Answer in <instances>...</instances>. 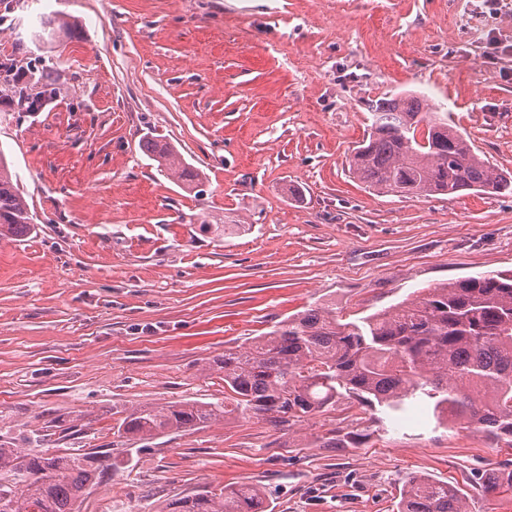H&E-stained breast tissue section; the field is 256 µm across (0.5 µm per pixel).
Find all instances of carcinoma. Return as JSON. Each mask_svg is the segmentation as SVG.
Here are the masks:
<instances>
[{"instance_id":"1","label":"carcinoma","mask_w":512,"mask_h":512,"mask_svg":"<svg viewBox=\"0 0 512 512\" xmlns=\"http://www.w3.org/2000/svg\"><path fill=\"white\" fill-rule=\"evenodd\" d=\"M372 125L348 160L366 188L400 197L512 192V173L497 171L449 123L414 93L370 105ZM146 154L178 179L197 169L169 142L148 138ZM33 216L0 151V236L22 234ZM224 404L182 400L121 412L112 427L129 441L207 427L238 411L292 425L336 407L378 405L394 422L407 402L420 403L436 423L474 428L512 446V275L481 274L438 285L354 322L316 307L284 319L246 347L227 348ZM366 434L331 431L325 448H352ZM46 438L0 439V512H80L84 490L114 467L108 448L64 455L40 448ZM490 492L512 491V469L488 477ZM252 484L207 488L170 500L157 512H266ZM398 512H466L446 483L409 479Z\"/></svg>"}]
</instances>
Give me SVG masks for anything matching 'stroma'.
I'll return each mask as SVG.
<instances>
[{"instance_id": "stroma-1", "label": "stroma", "mask_w": 512, "mask_h": 512, "mask_svg": "<svg viewBox=\"0 0 512 512\" xmlns=\"http://www.w3.org/2000/svg\"><path fill=\"white\" fill-rule=\"evenodd\" d=\"M54 16L79 37L36 38ZM0 64L51 85L25 112L0 74V152L35 219L0 239V437L62 422L79 431L49 453L111 449L81 512L242 482L268 512H398L413 475L512 512L482 483L512 447L416 406L397 423L343 403L289 427L233 414L136 446L112 430L132 407L223 402L214 360L297 312L349 322L512 272L511 193L380 196L348 168L369 103L414 91L512 171V0H0ZM334 429L368 437L322 447ZM143 150L158 163V167L171 171L182 182L192 183L198 180L200 175L197 169L188 163L169 142L147 138L143 143Z\"/></svg>"}]
</instances>
